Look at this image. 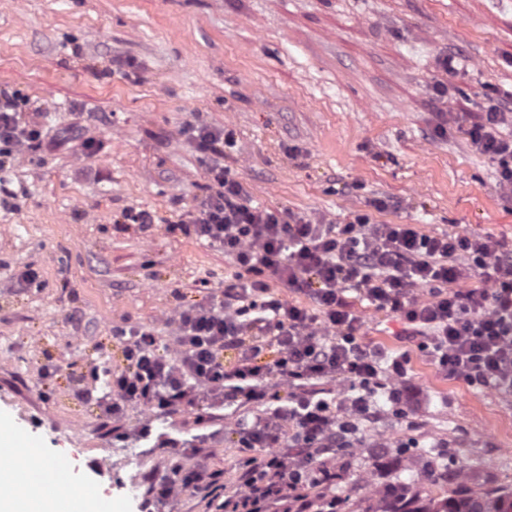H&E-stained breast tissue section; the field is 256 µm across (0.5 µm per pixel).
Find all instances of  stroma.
<instances>
[{
	"label": "stroma",
	"mask_w": 512,
	"mask_h": 512,
	"mask_svg": "<svg viewBox=\"0 0 512 512\" xmlns=\"http://www.w3.org/2000/svg\"><path fill=\"white\" fill-rule=\"evenodd\" d=\"M510 87L512 0H0V89L54 140L0 166V417L58 463L63 498L90 490L133 512L163 452L137 441L139 408L126 437L105 426L107 387L89 364L101 350L120 369L113 327L167 335L177 301L205 300L201 280L236 271L177 228L210 184L185 125L233 132L224 162L258 203L512 243L494 165L453 121L433 133L436 111L476 113ZM376 198L395 205L370 210ZM141 209L150 229L124 221ZM28 269L39 287L14 289ZM360 311L363 342L410 351L418 402L404 421L380 400L364 433L392 445L338 452L337 487L408 478L396 446L413 436L453 454L475 487L512 485L499 462L512 456V395L444 376L398 318Z\"/></svg>",
	"instance_id": "obj_1"
}]
</instances>
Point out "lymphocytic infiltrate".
Returning <instances> with one entry per match:
<instances>
[{
  "mask_svg": "<svg viewBox=\"0 0 512 512\" xmlns=\"http://www.w3.org/2000/svg\"><path fill=\"white\" fill-rule=\"evenodd\" d=\"M21 101L0 91V157L44 142V127L20 122ZM512 90L490 98L464 125L471 147L492 162L496 184L512 197ZM186 139L210 155L216 188L205 193L180 228L224 252L237 268L204 303L177 304L168 336L141 327L113 331L124 366L111 373L104 408L122 421L127 406L176 417L196 414L195 435L162 436L192 462L152 481L138 512L159 501L196 499L203 512H324L336 474L337 449L361 447V424L375 417L374 388L393 407L411 406L405 378L409 352L385 358L360 340L364 300L402 321L448 377L477 387H512V246L490 235L425 234L414 224H375L368 214L337 224L286 208L253 204L224 164L231 131L202 121ZM480 286L467 287V280ZM302 295L291 303L272 282ZM235 351L225 364V351ZM288 395L272 394V382ZM233 409L240 448L250 451L235 485L198 456L215 440L220 408Z\"/></svg>",
  "mask_w": 512,
  "mask_h": 512,
  "instance_id": "1",
  "label": "lymphocytic infiltrate"
}]
</instances>
